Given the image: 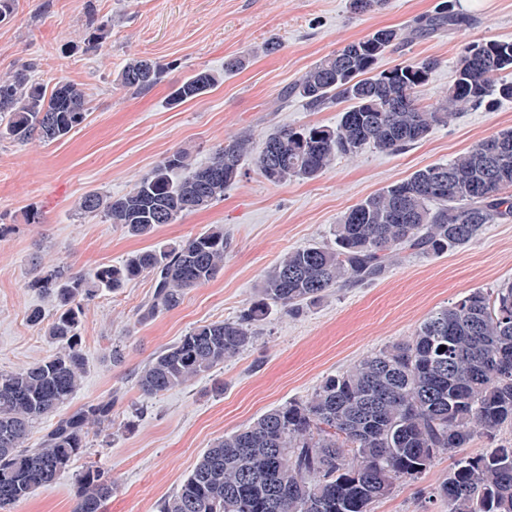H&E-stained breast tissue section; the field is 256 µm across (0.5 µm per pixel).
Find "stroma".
Instances as JSON below:
<instances>
[{
  "instance_id": "35a3bbf8",
  "label": "stroma",
  "mask_w": 512,
  "mask_h": 512,
  "mask_svg": "<svg viewBox=\"0 0 512 512\" xmlns=\"http://www.w3.org/2000/svg\"><path fill=\"white\" fill-rule=\"evenodd\" d=\"M437 2L388 0L384 8L354 16L348 0H16L13 19L0 23V75L31 60L39 82L66 78L81 84L88 114L61 140L25 146L0 140V371L31 366L57 350L44 328L55 303L33 286L38 267L78 272L115 264L145 248L178 245L216 224L223 225L229 245L223 271L188 290L172 311L141 318L152 291L147 274L118 291L99 290L86 305L80 326L86 371L72 404L121 392L114 428L90 435L89 454L13 512H73L77 475L91 462L116 483L105 512H159L217 440L272 408L306 399L324 377L364 355L408 339L432 311L512 281L510 217L445 254L405 256L379 282L332 292L297 313L272 308L255 326L253 348L186 386L146 397L134 385L147 360L193 327L237 317L284 253L333 243L335 224L361 200L512 128V99L499 100L490 111L465 110L404 151L369 149L337 160L313 180L275 186L246 158L223 200L146 238L77 208L91 190L127 194L178 150L203 164L243 132L259 144L280 126L335 125L342 104L315 111L287 95V88L345 43L404 26ZM449 3L465 25L414 41L379 63L385 69L406 58L438 59L422 93L427 104L446 91L469 43L512 42V0ZM92 15L106 26L96 51L87 47ZM272 38L281 42L280 51L261 53ZM239 56L248 57L246 68L225 71V61ZM132 57L162 64L161 83L145 93L119 86L117 75ZM202 70L218 74L219 83L198 99L169 106L172 85ZM34 308L44 324H29ZM116 343L124 352L118 364L111 356ZM450 464L447 456L436 458L417 480L397 483L392 494L374 502L371 512H439L431 495Z\"/></svg>"
}]
</instances>
